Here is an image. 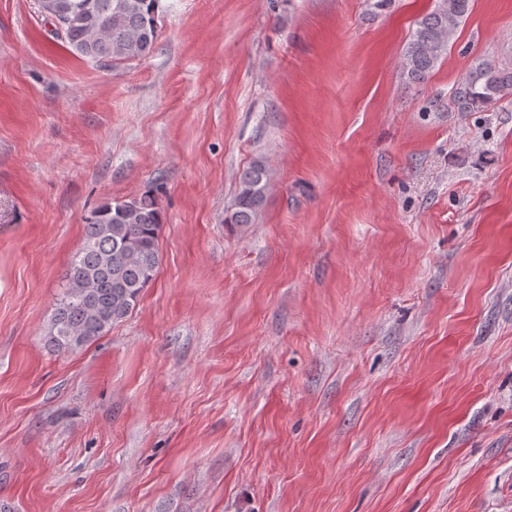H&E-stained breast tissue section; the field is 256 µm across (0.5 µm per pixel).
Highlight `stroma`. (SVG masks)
I'll use <instances>...</instances> for the list:
<instances>
[{"label":"stroma","mask_w":512,"mask_h":512,"mask_svg":"<svg viewBox=\"0 0 512 512\" xmlns=\"http://www.w3.org/2000/svg\"><path fill=\"white\" fill-rule=\"evenodd\" d=\"M162 0L140 61L0 0V505L9 512H512V0ZM272 179L232 224L239 176ZM156 188L155 279L48 331L105 203ZM471 0H441L438 7L424 16L405 53L409 78L423 80L448 49V35L467 15ZM512 88V73L505 75L493 65L483 63L475 68L455 91V102L461 112L485 107L506 89Z\"/></svg>","instance_id":"stroma-1"}]
</instances>
